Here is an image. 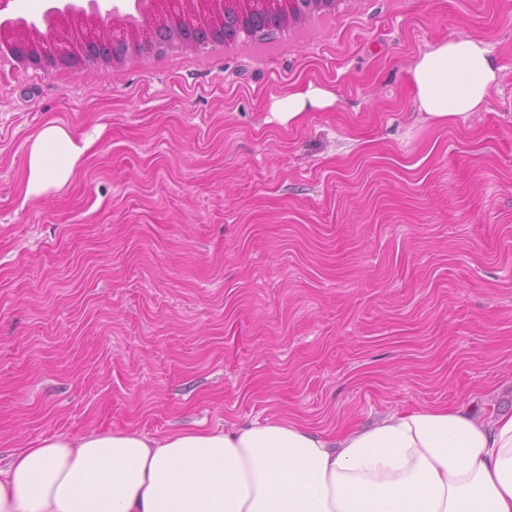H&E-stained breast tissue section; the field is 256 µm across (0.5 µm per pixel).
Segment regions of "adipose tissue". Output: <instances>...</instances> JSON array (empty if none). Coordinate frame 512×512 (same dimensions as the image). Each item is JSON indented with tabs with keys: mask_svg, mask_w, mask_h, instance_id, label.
Returning <instances> with one entry per match:
<instances>
[{
	"mask_svg": "<svg viewBox=\"0 0 512 512\" xmlns=\"http://www.w3.org/2000/svg\"><path fill=\"white\" fill-rule=\"evenodd\" d=\"M498 69L458 38L410 69L422 121L468 119ZM88 148L49 124L28 141L25 193L64 186ZM0 512H512V413L405 408L317 432L284 417L178 431L58 435L0 465Z\"/></svg>",
	"mask_w": 512,
	"mask_h": 512,
	"instance_id": "adipose-tissue-1",
	"label": "adipose tissue"
}]
</instances>
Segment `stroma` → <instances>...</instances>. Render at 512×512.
Returning <instances> with one entry per match:
<instances>
[{"label":"stroma","instance_id":"35a3bbf8","mask_svg":"<svg viewBox=\"0 0 512 512\" xmlns=\"http://www.w3.org/2000/svg\"><path fill=\"white\" fill-rule=\"evenodd\" d=\"M460 36L497 82L418 121L409 69ZM312 87L333 103L282 123ZM50 123L92 144L29 198ZM438 406L512 409V0H340L116 73L0 64V464L57 434ZM334 95L328 90L296 91L277 102V113L288 124L299 118L309 108H321L331 103Z\"/></svg>","mask_w":512,"mask_h":512}]
</instances>
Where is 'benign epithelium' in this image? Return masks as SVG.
<instances>
[{"label": "benign epithelium", "mask_w": 512, "mask_h": 512, "mask_svg": "<svg viewBox=\"0 0 512 512\" xmlns=\"http://www.w3.org/2000/svg\"><path fill=\"white\" fill-rule=\"evenodd\" d=\"M336 0H49L42 18L0 17V57L47 75L90 64L122 70L157 31L166 51L206 53L247 35L253 20L288 31Z\"/></svg>", "instance_id": "obj_1"}]
</instances>
